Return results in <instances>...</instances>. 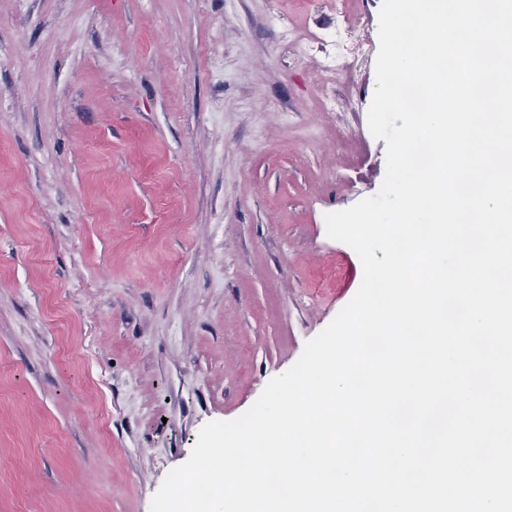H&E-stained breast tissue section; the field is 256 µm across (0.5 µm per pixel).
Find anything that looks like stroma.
I'll return each mask as SVG.
<instances>
[{
  "mask_svg": "<svg viewBox=\"0 0 512 512\" xmlns=\"http://www.w3.org/2000/svg\"><path fill=\"white\" fill-rule=\"evenodd\" d=\"M275 9L338 23L0 0V512H150L358 291L325 216L384 180L375 60L322 86Z\"/></svg>",
  "mask_w": 512,
  "mask_h": 512,
  "instance_id": "obj_1",
  "label": "stroma"
}]
</instances>
